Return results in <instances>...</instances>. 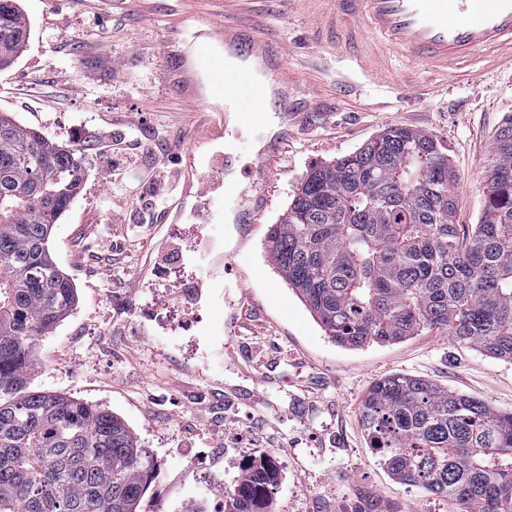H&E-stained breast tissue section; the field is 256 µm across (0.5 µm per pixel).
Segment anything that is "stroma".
Listing matches in <instances>:
<instances>
[{
    "instance_id": "1",
    "label": "stroma",
    "mask_w": 512,
    "mask_h": 512,
    "mask_svg": "<svg viewBox=\"0 0 512 512\" xmlns=\"http://www.w3.org/2000/svg\"><path fill=\"white\" fill-rule=\"evenodd\" d=\"M19 4L31 35L0 70V113L89 153L83 190L48 243L77 298L39 341L31 386L105 408L136 434L154 460L137 512H208L249 461L270 452L269 512H348L361 488L396 512H461L388 474L363 436L359 403L376 381L402 374L512 412V362L435 331L341 347L268 264L265 243L312 165L388 127L438 141L468 237L493 136L512 114V68L436 79L404 96L337 54L302 0ZM226 18L282 48L290 100L307 116L282 144L252 224L232 223L218 199L197 193L227 143L224 100L206 75L191 86L179 73L195 62L204 24ZM135 122L136 162L114 171L101 145L121 142ZM201 247L211 274L192 289ZM229 256L243 291L224 287Z\"/></svg>"
}]
</instances>
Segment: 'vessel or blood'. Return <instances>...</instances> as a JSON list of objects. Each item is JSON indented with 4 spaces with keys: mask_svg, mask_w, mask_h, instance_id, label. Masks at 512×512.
I'll use <instances>...</instances> for the list:
<instances>
[{
    "mask_svg": "<svg viewBox=\"0 0 512 512\" xmlns=\"http://www.w3.org/2000/svg\"><path fill=\"white\" fill-rule=\"evenodd\" d=\"M326 2L322 23L335 34L337 50L364 58L374 74L383 72V57L376 43L380 37L388 47L415 58L434 77L455 75L461 60L487 49L496 51L498 65L512 67V0ZM219 37L225 52L240 59V66L228 67L205 51L200 61L223 92L225 111H232L247 90L252 105L240 114L243 126H263L273 115L287 122L291 81L282 64V51L233 21L220 27ZM279 150V142H272L241 171L235 168L234 155L225 154L223 167L210 170L204 192L223 188L224 202L231 205L235 223H254L264 202L270 162Z\"/></svg>",
    "mask_w": 512,
    "mask_h": 512,
    "instance_id": "obj_1",
    "label": "vessel or blood"
}]
</instances>
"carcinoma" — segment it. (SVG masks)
I'll return each instance as SVG.
<instances>
[{
    "label": "carcinoma",
    "mask_w": 512,
    "mask_h": 512,
    "mask_svg": "<svg viewBox=\"0 0 512 512\" xmlns=\"http://www.w3.org/2000/svg\"><path fill=\"white\" fill-rule=\"evenodd\" d=\"M29 35L17 0H0L11 60ZM85 159L82 146L0 113V512H137L153 474L149 452L112 412L30 388L36 346L77 297L48 242L83 189ZM454 180L433 136L387 128L306 172L271 225L270 265L340 346L439 331L512 361V115L495 134L465 244ZM359 410L396 480L463 512H512V413L407 375L377 381ZM275 478L254 463L224 489V512H265Z\"/></svg>",
    "instance_id": "carcinoma-1"
}]
</instances>
